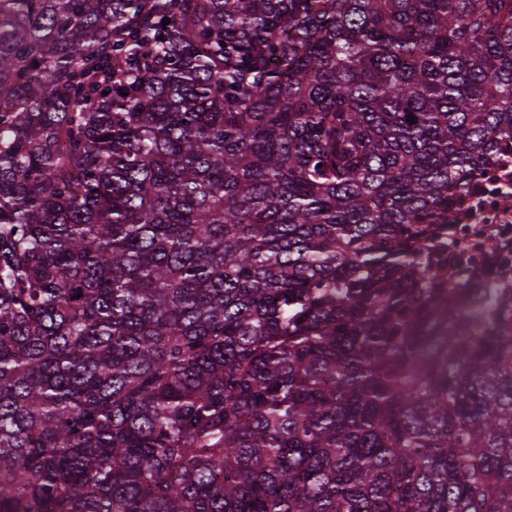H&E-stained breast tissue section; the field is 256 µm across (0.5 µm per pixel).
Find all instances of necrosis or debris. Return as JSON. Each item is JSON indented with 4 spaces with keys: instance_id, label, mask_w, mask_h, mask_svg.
Listing matches in <instances>:
<instances>
[{
    "instance_id": "necrosis-or-debris-1",
    "label": "necrosis or debris",
    "mask_w": 512,
    "mask_h": 512,
    "mask_svg": "<svg viewBox=\"0 0 512 512\" xmlns=\"http://www.w3.org/2000/svg\"><path fill=\"white\" fill-rule=\"evenodd\" d=\"M454 231L440 236L433 256L448 269L452 288H491L487 271L491 249L512 259V142L501 143L496 155L454 201Z\"/></svg>"
}]
</instances>
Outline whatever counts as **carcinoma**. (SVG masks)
<instances>
[{
	"label": "carcinoma",
	"mask_w": 512,
	"mask_h": 512,
	"mask_svg": "<svg viewBox=\"0 0 512 512\" xmlns=\"http://www.w3.org/2000/svg\"><path fill=\"white\" fill-rule=\"evenodd\" d=\"M506 139L512 0H0V512H512ZM454 231L437 239L433 261L447 266V288H498L487 275L494 262L487 248L512 259V142H502L496 155L454 201Z\"/></svg>",
	"instance_id": "1"
}]
</instances>
